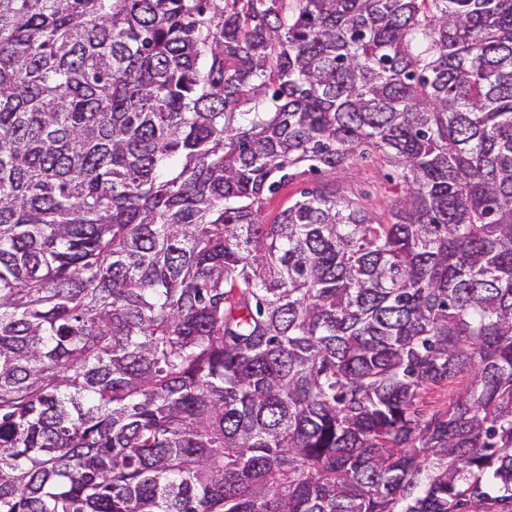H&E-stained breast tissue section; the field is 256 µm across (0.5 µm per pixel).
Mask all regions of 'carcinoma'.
Masks as SVG:
<instances>
[{
	"instance_id": "1",
	"label": "carcinoma",
	"mask_w": 512,
	"mask_h": 512,
	"mask_svg": "<svg viewBox=\"0 0 512 512\" xmlns=\"http://www.w3.org/2000/svg\"><path fill=\"white\" fill-rule=\"evenodd\" d=\"M0 512H512V0H0ZM389 172L391 167L380 162L376 155H367L366 159L355 158L352 164L336 170L328 179L354 194L377 219L385 221L396 191L400 190L396 181L386 178ZM319 178L317 175H305L288 186L282 188L276 195L266 200L263 207V216L267 223H270L281 212L283 208L288 206V202L297 196V192L305 187L314 184V179Z\"/></svg>"
}]
</instances>
